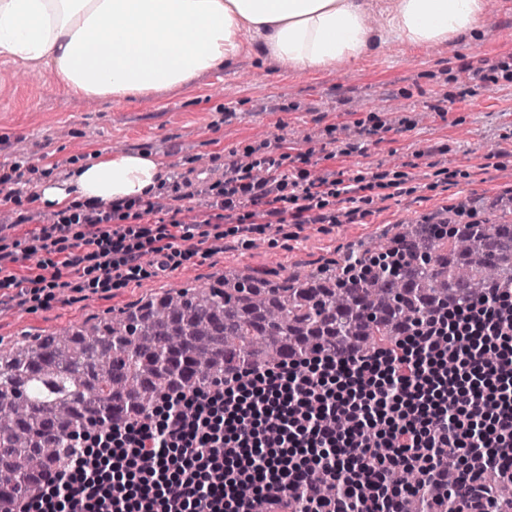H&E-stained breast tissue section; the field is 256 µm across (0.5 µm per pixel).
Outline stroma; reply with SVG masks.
<instances>
[{
  "instance_id": "1",
  "label": "stroma",
  "mask_w": 512,
  "mask_h": 512,
  "mask_svg": "<svg viewBox=\"0 0 512 512\" xmlns=\"http://www.w3.org/2000/svg\"><path fill=\"white\" fill-rule=\"evenodd\" d=\"M492 3L494 20L482 22L470 43H392L360 62L306 73L247 50L224 70L133 103L71 96L49 73L0 61V145L25 153L34 184L44 172L67 179L76 160L112 151L155 153L174 180L274 138L289 155L310 153L321 172L401 178L360 224H273L249 235L214 224L223 250H199L163 275L72 291L46 307L2 306L0 344L125 309L150 294L206 286L230 268L267 279L311 270L452 203L487 207L512 198V0ZM488 65L497 68V85L471 82V68ZM224 84L231 96L221 93ZM440 100L446 112L432 111ZM384 122L393 126L384 141L359 137V127ZM330 126L336 135L327 134Z\"/></svg>"
}]
</instances>
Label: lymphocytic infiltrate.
I'll use <instances>...</instances> for the list:
<instances>
[{
    "instance_id": "f902f5d3",
    "label": "lymphocytic infiltrate",
    "mask_w": 512,
    "mask_h": 512,
    "mask_svg": "<svg viewBox=\"0 0 512 512\" xmlns=\"http://www.w3.org/2000/svg\"><path fill=\"white\" fill-rule=\"evenodd\" d=\"M276 149L245 146L221 179L176 182L136 206L95 200L14 221L39 223L27 250L45 253V285L60 295L162 274L181 243L207 242L215 222L249 233L335 223L331 200L356 185L336 171L312 178L303 153L284 169ZM194 197L204 213L184 221L180 202ZM153 213L168 224L153 226ZM77 443L79 454L41 473L17 512H402L411 496L422 512L436 500L440 512H497L484 484L512 480V284L432 313L394 346L291 358L173 392ZM313 469L336 483L334 497L309 479ZM451 469L463 486L437 497ZM405 470L419 482L395 483Z\"/></svg>"
}]
</instances>
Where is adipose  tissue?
I'll return each instance as SVG.
<instances>
[{"instance_id": "adipose-tissue-1", "label": "adipose tissue", "mask_w": 512, "mask_h": 512, "mask_svg": "<svg viewBox=\"0 0 512 512\" xmlns=\"http://www.w3.org/2000/svg\"><path fill=\"white\" fill-rule=\"evenodd\" d=\"M487 0H0V59L52 74L94 99L135 97L224 69L244 48L315 72L396 39L412 46L472 37ZM198 32L195 40L187 32ZM167 177L145 152H113L43 179L41 205L144 201Z\"/></svg>"}]
</instances>
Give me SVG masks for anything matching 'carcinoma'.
Wrapping results in <instances>:
<instances>
[{"label": "carcinoma", "mask_w": 512, "mask_h": 512, "mask_svg": "<svg viewBox=\"0 0 512 512\" xmlns=\"http://www.w3.org/2000/svg\"><path fill=\"white\" fill-rule=\"evenodd\" d=\"M511 281L512 217L460 224L450 206L317 269L275 280L229 270L208 287L0 347V512L61 465L76 432L119 424L165 390L393 345L434 311Z\"/></svg>", "instance_id": "obj_1"}]
</instances>
